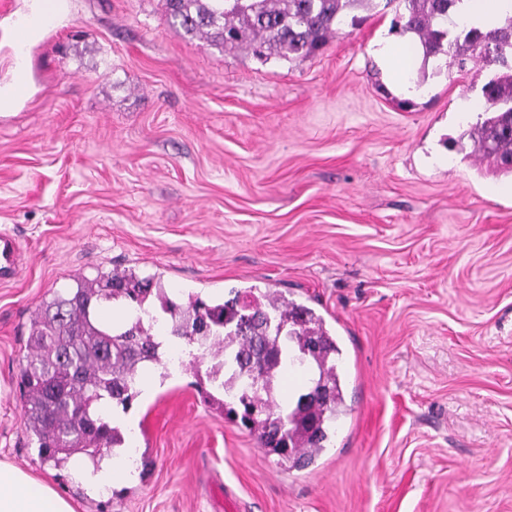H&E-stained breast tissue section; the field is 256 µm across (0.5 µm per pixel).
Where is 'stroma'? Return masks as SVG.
Masks as SVG:
<instances>
[{
  "instance_id": "1",
  "label": "stroma",
  "mask_w": 512,
  "mask_h": 512,
  "mask_svg": "<svg viewBox=\"0 0 512 512\" xmlns=\"http://www.w3.org/2000/svg\"><path fill=\"white\" fill-rule=\"evenodd\" d=\"M25 0L0 5V88ZM0 108V460L76 512H512V176L468 131L492 73L448 55L401 89L379 58L394 8L321 51L261 62L173 25L165 0H65ZM130 269L211 302L273 288L336 332L350 409L287 470L206 403L205 365L129 415L136 480L88 497L23 428L42 301ZM19 246L16 237L6 231H0V278H12L19 266Z\"/></svg>"
}]
</instances>
